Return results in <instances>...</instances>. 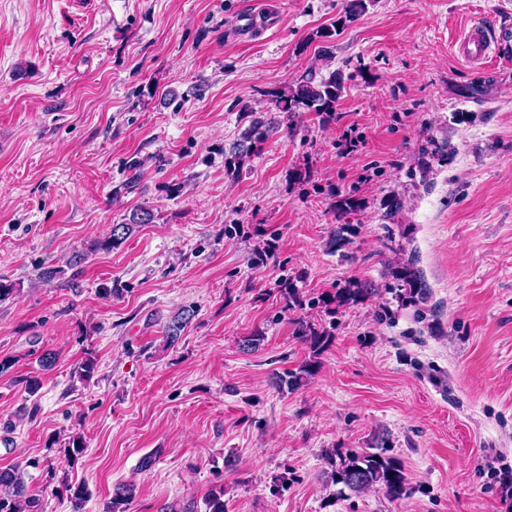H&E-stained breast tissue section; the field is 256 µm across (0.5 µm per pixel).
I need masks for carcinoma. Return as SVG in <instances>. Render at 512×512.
<instances>
[{"label": "carcinoma", "mask_w": 512, "mask_h": 512, "mask_svg": "<svg viewBox=\"0 0 512 512\" xmlns=\"http://www.w3.org/2000/svg\"><path fill=\"white\" fill-rule=\"evenodd\" d=\"M368 8L366 0H346L344 16L340 24L345 25L356 21ZM344 91V77L340 71H332L327 75L320 73V67H312L285 91L271 93L275 106L287 118L295 117L298 112H315L321 116H331ZM277 132L276 122L266 121L256 117L242 132L239 139L224 149V170L231 176H237L245 164L255 154L258 144L267 140ZM154 220L152 210L138 208L128 221L114 224L109 235L90 243L87 251L78 257L82 261L98 252L108 251L132 235L135 228L141 224H150ZM65 275V270L57 265H42L37 275L38 283L51 286ZM401 287L409 297H425L427 285L414 263L409 262L398 270ZM372 289L357 282H352L346 288L336 292L334 300L340 305H350L371 294ZM195 316V311L182 308L172 314L163 324L162 333L167 345L179 341L182 332ZM297 336L310 343L313 351L320 350L327 341L329 332L318 330L304 319L296 322ZM317 364L313 360L302 362L298 371L290 372L287 376L275 375L272 385L281 390L285 387L295 389L303 380L314 374ZM325 457L331 465L329 478L335 484H341L352 493L360 494L375 486L385 490L391 499L400 498L406 490V478L399 464L379 452H347L343 455L338 450L325 452ZM40 461L31 459L25 464H17L9 468H0V512H37L38 499L29 493L23 479L25 468H37ZM72 512H83L89 492L85 485L69 487ZM136 487L132 484H119L112 492V500L107 505L106 512H127L128 505L134 499ZM204 508H199L196 500L191 499L182 504L166 503L159 512H224V490L209 493L203 500Z\"/></svg>", "instance_id": "cac0c4a2"}]
</instances>
